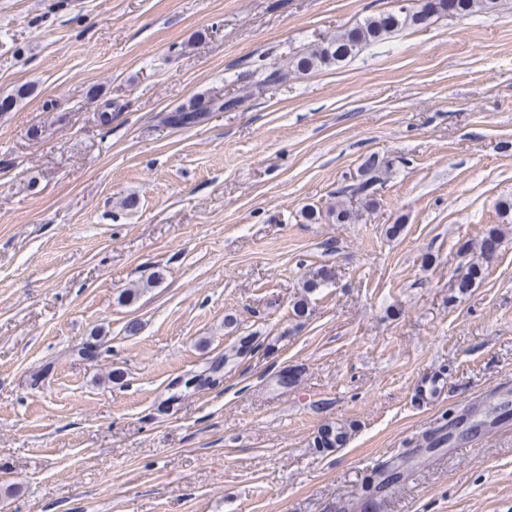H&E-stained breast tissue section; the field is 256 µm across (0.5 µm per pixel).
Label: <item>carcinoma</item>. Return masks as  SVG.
<instances>
[{
	"label": "carcinoma",
	"instance_id": "obj_1",
	"mask_svg": "<svg viewBox=\"0 0 512 512\" xmlns=\"http://www.w3.org/2000/svg\"><path fill=\"white\" fill-rule=\"evenodd\" d=\"M496 7V0H423V3L415 11L399 9L397 11L381 12L367 17L363 23L336 33L335 36L324 40L314 46L304 49L292 57L285 59L280 65L262 74V78L255 81L258 87H272L280 85L294 73H306L322 67L339 64L348 58L357 55L365 47L378 43L390 35L409 26L427 25L434 18H439L448 13L466 19L478 11H490ZM208 107L192 106L188 109L177 110L168 114L166 123L173 126H191L204 118ZM374 181L365 179L351 186L348 200H338L331 207L329 215L338 224H348L358 217V210L351 205V199L365 198V206L369 207L372 200L369 199ZM499 247V237L496 229L487 231L479 246V257L472 262L467 273L458 282L457 288L464 292L471 288L477 280L482 278L485 266L489 265L496 257ZM333 277L330 270L320 268L309 274L303 288L310 293L321 287ZM238 357V348L232 347L224 353V362L213 365L210 375L197 380V386L203 387L214 376H221L224 364ZM489 424L512 419V401L503 398L491 406L488 412ZM346 432L333 425L323 427L315 436L313 445L322 450H333L345 441ZM453 434L448 432V426H443L426 438L424 451L432 453L437 449L453 443Z\"/></svg>",
	"mask_w": 512,
	"mask_h": 512
}]
</instances>
